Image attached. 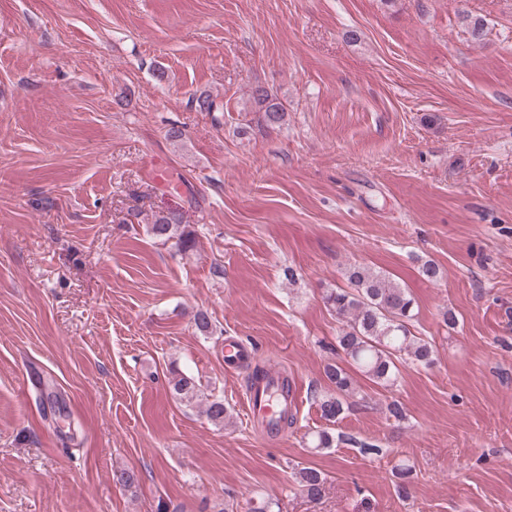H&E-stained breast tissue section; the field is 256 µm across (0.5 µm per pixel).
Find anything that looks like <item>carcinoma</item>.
<instances>
[{
    "mask_svg": "<svg viewBox=\"0 0 512 512\" xmlns=\"http://www.w3.org/2000/svg\"><path fill=\"white\" fill-rule=\"evenodd\" d=\"M250 103V111L259 114L261 127L275 130L285 124L287 108L276 94L257 86L251 91ZM181 224V215L172 211L155 218L151 233L164 242L175 241L180 251L186 250L191 247V239L189 233L180 230ZM347 280L351 288H330L325 299L343 322L337 336L338 349L363 375L391 387L398 378V362L425 366L434 362L432 345L410 335L407 329V321L414 317V300L405 288L385 273L364 266L351 267ZM325 376L334 392L321 397L318 405L321 417L334 423L348 409L346 399L355 393V387L347 371L337 364L327 365ZM173 392L190 403L197 396V385L193 378L181 374L173 381ZM205 414L214 423L224 422V400L208 402ZM298 476L300 487L309 497L321 495L324 477L320 471L303 467Z\"/></svg>",
    "mask_w": 512,
    "mask_h": 512,
    "instance_id": "cac0c4a2",
    "label": "carcinoma"
}]
</instances>
